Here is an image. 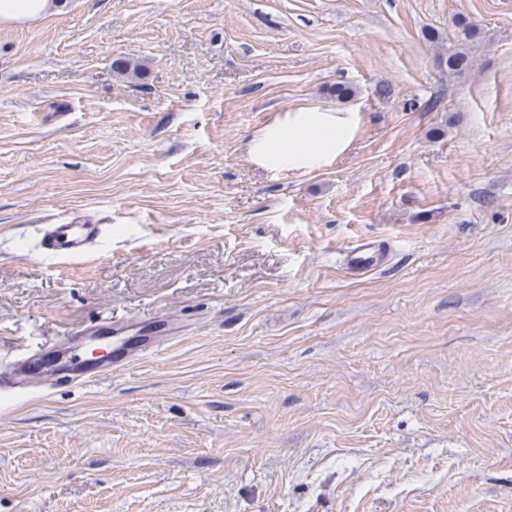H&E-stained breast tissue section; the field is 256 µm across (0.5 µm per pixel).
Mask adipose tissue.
Returning <instances> with one entry per match:
<instances>
[{"instance_id": "obj_1", "label": "adipose tissue", "mask_w": 512, "mask_h": 512, "mask_svg": "<svg viewBox=\"0 0 512 512\" xmlns=\"http://www.w3.org/2000/svg\"><path fill=\"white\" fill-rule=\"evenodd\" d=\"M361 116L345 110L302 106L276 118L252 137L248 155L257 167L304 174L330 167L346 153Z\"/></svg>"}]
</instances>
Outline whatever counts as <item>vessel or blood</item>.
<instances>
[{
	"label": "vessel or blood",
	"instance_id": "1",
	"mask_svg": "<svg viewBox=\"0 0 512 512\" xmlns=\"http://www.w3.org/2000/svg\"><path fill=\"white\" fill-rule=\"evenodd\" d=\"M103 225L94 223L85 214L72 213L61 224H46L41 228L40 247L49 255L78 258L86 255L104 236ZM378 253L372 243L364 242L353 249L351 266L359 273H366L376 265ZM123 323L98 321L94 327L75 330L77 352L65 354L49 345H40L15 356L7 370L0 372V390L20 393L34 383L48 380L59 374H75L77 383H85L100 376L101 370L88 366L86 350L95 346L99 337L115 334L112 345V364L119 367L144 354L145 343L125 337Z\"/></svg>",
	"mask_w": 512,
	"mask_h": 512
}]
</instances>
